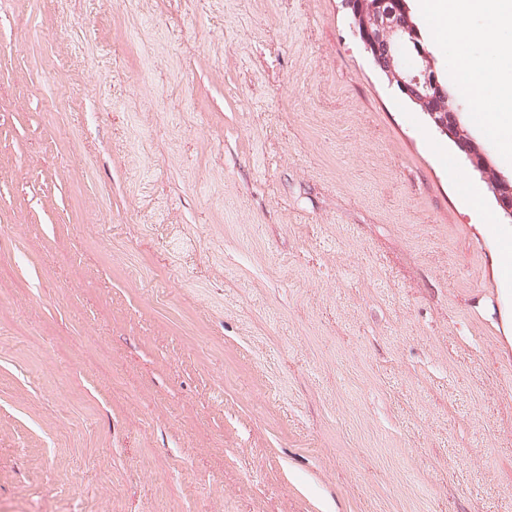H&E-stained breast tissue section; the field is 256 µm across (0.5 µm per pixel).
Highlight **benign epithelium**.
<instances>
[{"label":"benign epithelium","instance_id":"7a95c632","mask_svg":"<svg viewBox=\"0 0 512 512\" xmlns=\"http://www.w3.org/2000/svg\"><path fill=\"white\" fill-rule=\"evenodd\" d=\"M355 35L374 67L395 87L402 98L421 108L437 133L452 140L460 155L486 182L496 206L512 222V176H507L485 161L477 162L480 146L471 135L462 134L459 113L447 86L435 73L432 54L421 41V34L409 17L391 20L370 0H342ZM412 49L421 60L414 71L399 68L401 50Z\"/></svg>","mask_w":512,"mask_h":512}]
</instances>
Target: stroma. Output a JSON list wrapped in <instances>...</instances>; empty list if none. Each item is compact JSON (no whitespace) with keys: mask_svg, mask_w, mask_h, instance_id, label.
<instances>
[{"mask_svg":"<svg viewBox=\"0 0 512 512\" xmlns=\"http://www.w3.org/2000/svg\"><path fill=\"white\" fill-rule=\"evenodd\" d=\"M504 237L341 0H0V512H512Z\"/></svg>","mask_w":512,"mask_h":512,"instance_id":"1","label":"stroma"}]
</instances>
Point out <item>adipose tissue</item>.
<instances>
[{
    "label": "adipose tissue",
    "instance_id": "obj_1",
    "mask_svg": "<svg viewBox=\"0 0 512 512\" xmlns=\"http://www.w3.org/2000/svg\"><path fill=\"white\" fill-rule=\"evenodd\" d=\"M420 7L431 18L441 41L463 44L478 38L487 44L484 57L461 55L459 67L467 75L461 89L475 104L485 130L511 145L512 114L489 106L485 88L492 73H512V42L502 37L503 32L512 31V0H421ZM477 13L490 21L478 33L466 25L467 18Z\"/></svg>",
    "mask_w": 512,
    "mask_h": 512
}]
</instances>
